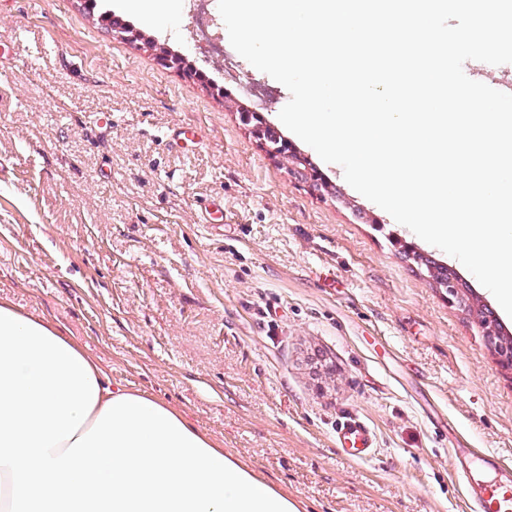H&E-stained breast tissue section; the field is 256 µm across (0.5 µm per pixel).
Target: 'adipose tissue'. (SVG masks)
<instances>
[{
  "label": "adipose tissue",
  "mask_w": 512,
  "mask_h": 512,
  "mask_svg": "<svg viewBox=\"0 0 512 512\" xmlns=\"http://www.w3.org/2000/svg\"><path fill=\"white\" fill-rule=\"evenodd\" d=\"M0 512H297L180 412L112 387L74 338L0 302Z\"/></svg>",
  "instance_id": "adipose-tissue-1"
}]
</instances>
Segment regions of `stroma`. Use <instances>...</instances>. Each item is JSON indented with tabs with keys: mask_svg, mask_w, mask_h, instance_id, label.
<instances>
[{
	"mask_svg": "<svg viewBox=\"0 0 512 512\" xmlns=\"http://www.w3.org/2000/svg\"><path fill=\"white\" fill-rule=\"evenodd\" d=\"M209 19L206 0L168 23L121 0H0V301L74 337L113 387L183 413L299 512H469L450 442L512 474V371L394 239L453 267L511 334L512 317L285 127L284 85L242 58L228 80V32L210 19L202 37ZM250 108L329 190L269 154ZM352 413L377 434L363 461L334 442Z\"/></svg>",
	"mask_w": 512,
	"mask_h": 512,
	"instance_id": "1",
	"label": "stroma"
}]
</instances>
